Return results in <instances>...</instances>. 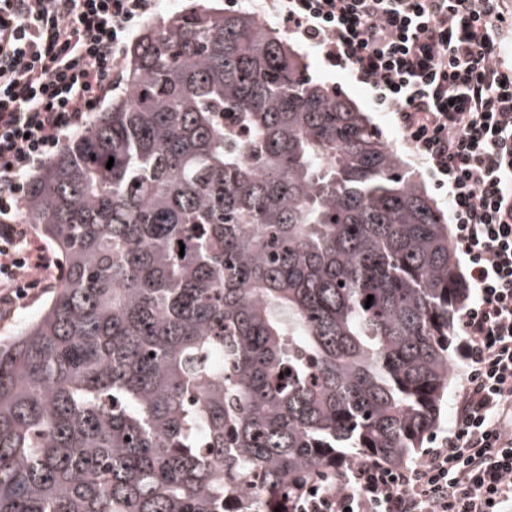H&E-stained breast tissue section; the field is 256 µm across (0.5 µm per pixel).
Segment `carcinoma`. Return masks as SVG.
Segmentation results:
<instances>
[{"label":"carcinoma","mask_w":512,"mask_h":512,"mask_svg":"<svg viewBox=\"0 0 512 512\" xmlns=\"http://www.w3.org/2000/svg\"><path fill=\"white\" fill-rule=\"evenodd\" d=\"M126 84L28 183L63 276L0 341V512H291L341 460L405 463L467 294L419 178L211 0L147 26Z\"/></svg>","instance_id":"cac0c4a2"}]
</instances>
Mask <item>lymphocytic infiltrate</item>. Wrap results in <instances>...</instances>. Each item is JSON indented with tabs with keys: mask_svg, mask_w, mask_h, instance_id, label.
<instances>
[{
	"mask_svg": "<svg viewBox=\"0 0 512 512\" xmlns=\"http://www.w3.org/2000/svg\"><path fill=\"white\" fill-rule=\"evenodd\" d=\"M505 0H258L364 85L448 198L471 300L453 426L412 465L353 460L292 512H512V77ZM159 0H0V320L61 271L23 224L28 173L82 130L122 78Z\"/></svg>",
	"mask_w": 512,
	"mask_h": 512,
	"instance_id": "obj_1",
	"label": "lymphocytic infiltrate"
}]
</instances>
